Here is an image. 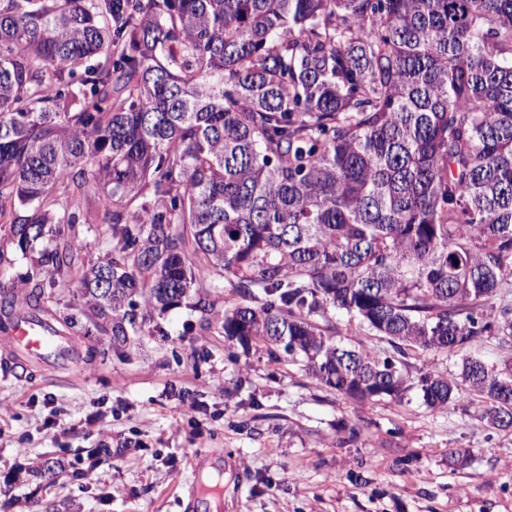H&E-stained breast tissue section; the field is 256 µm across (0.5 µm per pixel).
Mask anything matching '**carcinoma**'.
<instances>
[{
	"instance_id": "obj_1",
	"label": "carcinoma",
	"mask_w": 512,
	"mask_h": 512,
	"mask_svg": "<svg viewBox=\"0 0 512 512\" xmlns=\"http://www.w3.org/2000/svg\"><path fill=\"white\" fill-rule=\"evenodd\" d=\"M0 240V311L117 351L184 305L357 406L512 432L473 352L512 348V0H0Z\"/></svg>"
}]
</instances>
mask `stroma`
Segmentation results:
<instances>
[{
  "label": "stroma",
  "mask_w": 512,
  "mask_h": 512,
  "mask_svg": "<svg viewBox=\"0 0 512 512\" xmlns=\"http://www.w3.org/2000/svg\"><path fill=\"white\" fill-rule=\"evenodd\" d=\"M188 318L169 311L168 335L123 355L77 333L98 354L74 376L11 370L0 350V512H206L201 460L224 476L223 512H512V433L477 405L356 406L263 345L233 353L216 330L186 331ZM343 418L358 443H340ZM452 448L472 452L463 473ZM48 459L57 480L34 478Z\"/></svg>",
  "instance_id": "35a3bbf8"
}]
</instances>
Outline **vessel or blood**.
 Instances as JSON below:
<instances>
[{
  "instance_id": "b4317fda",
  "label": "vessel or blood",
  "mask_w": 512,
  "mask_h": 512,
  "mask_svg": "<svg viewBox=\"0 0 512 512\" xmlns=\"http://www.w3.org/2000/svg\"><path fill=\"white\" fill-rule=\"evenodd\" d=\"M0 345L22 363L32 360L65 371L81 368L73 338L49 320L34 315L21 301L14 307L11 327L0 338Z\"/></svg>"
}]
</instances>
